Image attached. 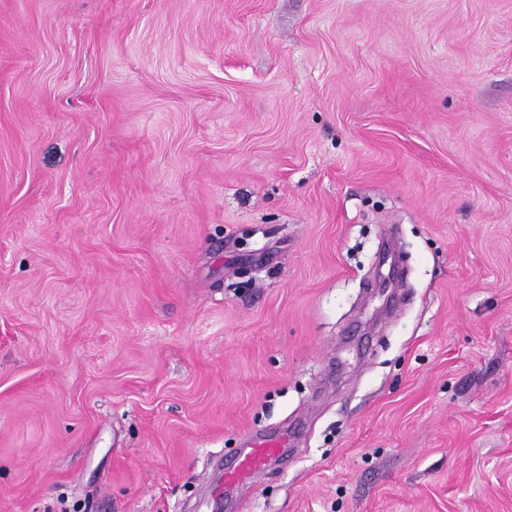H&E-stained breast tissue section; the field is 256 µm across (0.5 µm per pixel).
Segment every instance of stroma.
Masks as SVG:
<instances>
[{
	"label": "stroma",
	"instance_id": "stroma-1",
	"mask_svg": "<svg viewBox=\"0 0 512 512\" xmlns=\"http://www.w3.org/2000/svg\"><path fill=\"white\" fill-rule=\"evenodd\" d=\"M63 505L512 512V0H0V512ZM283 443L282 438L255 434L251 436L250 448L240 456L237 466L225 474V487L233 486L251 473L260 469L274 456Z\"/></svg>",
	"mask_w": 512,
	"mask_h": 512
}]
</instances>
